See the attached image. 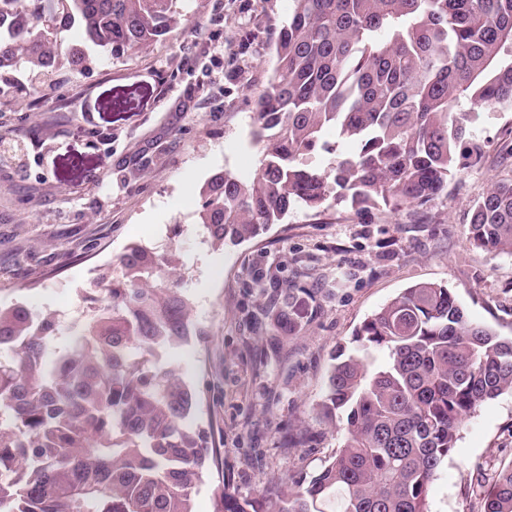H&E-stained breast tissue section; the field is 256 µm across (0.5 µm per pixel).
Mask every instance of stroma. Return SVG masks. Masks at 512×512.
Wrapping results in <instances>:
<instances>
[{"instance_id": "35a3bbf8", "label": "stroma", "mask_w": 512, "mask_h": 512, "mask_svg": "<svg viewBox=\"0 0 512 512\" xmlns=\"http://www.w3.org/2000/svg\"><path fill=\"white\" fill-rule=\"evenodd\" d=\"M291 7L185 0L190 22L149 49L98 54L89 69L63 67L38 84L22 65L0 76V306L58 313L65 329L129 243L180 253L181 285L208 337L157 356L200 391L195 421L213 424L223 460L194 490V512H213L209 483L247 498L279 492L342 446L345 419L318 416L333 356L404 289L448 286L472 319L512 336V257L473 247L468 234L474 201L512 176V112L477 110L479 165L426 205L298 208L221 247L197 224L213 174L250 177L259 166L250 112L272 73L273 26ZM246 29L259 35L244 51ZM288 298L299 319L286 337L274 317ZM510 465L507 392L465 419L428 512H483L484 489Z\"/></svg>"}]
</instances>
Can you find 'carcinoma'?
I'll return each mask as SVG.
<instances>
[{"mask_svg":"<svg viewBox=\"0 0 512 512\" xmlns=\"http://www.w3.org/2000/svg\"><path fill=\"white\" fill-rule=\"evenodd\" d=\"M275 27V64L253 103L261 147L250 178L212 175L198 223L213 245L241 243L290 211L423 206L477 165V107L512 112V0H292ZM189 20L180 0H0V73L87 67L90 49L120 58ZM78 29L82 43L67 38ZM336 142L323 141L327 129ZM334 155L327 172L311 162ZM469 241L512 255V180L472 206ZM102 273L94 309L59 347V320L0 307V512H194L192 491L221 464L213 430L190 424L200 394L172 364L140 353L206 332L180 288L176 251L140 243ZM321 404L346 437L321 469L284 492L242 500L210 484L214 512H428L437 470L465 418L512 392V336L472 320L444 285L405 289L355 331ZM376 350L388 355L373 372ZM484 512H512V466Z\"/></svg>","mask_w":512,"mask_h":512,"instance_id":"cac0c4a2","label":"carcinoma"}]
</instances>
